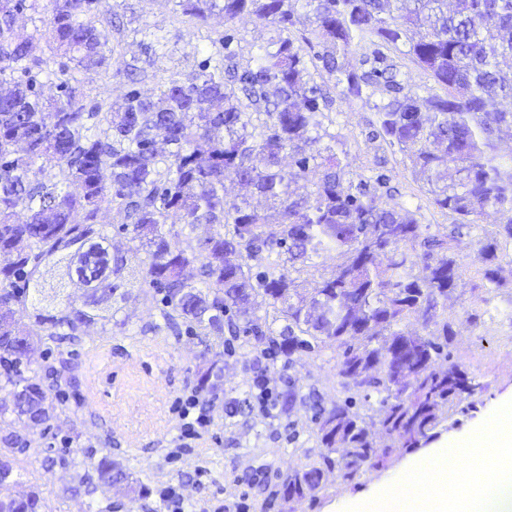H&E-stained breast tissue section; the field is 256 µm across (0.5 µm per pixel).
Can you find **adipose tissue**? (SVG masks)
I'll return each instance as SVG.
<instances>
[{"label":"adipose tissue","mask_w":512,"mask_h":512,"mask_svg":"<svg viewBox=\"0 0 512 512\" xmlns=\"http://www.w3.org/2000/svg\"><path fill=\"white\" fill-rule=\"evenodd\" d=\"M467 456L481 457L482 471L439 466L428 469L418 460L413 472L425 473L424 495L395 499L388 490L370 493L368 500L378 512H463V505L475 502L474 512H512V424L482 437H470Z\"/></svg>","instance_id":"obj_1"}]
</instances>
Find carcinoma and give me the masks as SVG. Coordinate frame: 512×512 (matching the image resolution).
Returning <instances> with one entry per match:
<instances>
[{
	"label": "carcinoma",
	"mask_w": 512,
	"mask_h": 512,
	"mask_svg": "<svg viewBox=\"0 0 512 512\" xmlns=\"http://www.w3.org/2000/svg\"><path fill=\"white\" fill-rule=\"evenodd\" d=\"M195 28L215 13L275 26L277 36L240 62L235 37L199 63L185 82L175 73L158 99L132 88L95 104L74 75L107 71L108 28L120 17L103 0H0V360L15 365L0 382V404L36 425L56 412L29 375L28 350L75 340L91 324L125 327L117 318L134 292L152 290L168 326L201 336H253L286 357L322 346L338 350L337 376L363 400L379 397L376 449L365 419L349 402L315 414L326 452L290 470L281 500L315 499L329 476L353 479L381 467L397 448L429 436L440 408L458 406L479 384L450 361L448 291L462 277L460 245L488 212L495 235L479 248L488 289L499 287L500 240L512 242V163L499 142L512 133V0H173ZM27 14L33 33L21 34ZM300 37L291 36L292 31ZM317 40L314 65L348 101L373 102L372 142L397 148L432 204L451 215L430 232L394 197L387 160L349 170L341 140L325 121L334 99L308 72L304 46ZM44 44L48 56L34 54ZM395 50L434 82L419 96ZM360 67L348 69L352 52ZM55 85L46 97L42 87ZM59 179L40 178L45 166ZM235 181L270 203L274 217ZM117 210L126 250L112 249L99 222ZM204 226L206 233L196 234ZM342 261L315 279L314 258ZM197 269L199 280L187 275ZM33 311L41 331L24 323ZM283 321L279 331L267 311ZM412 320L434 333L400 329ZM196 391L223 377L221 355L207 359ZM91 491L123 485L141 493L119 462L93 466ZM15 461L0 456V512H42L35 491L18 497Z\"/></svg>",
	"instance_id": "cac0c4a2"
}]
</instances>
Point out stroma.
I'll list each match as a JSON object with an SVG mask.
<instances>
[{"mask_svg":"<svg viewBox=\"0 0 512 512\" xmlns=\"http://www.w3.org/2000/svg\"><path fill=\"white\" fill-rule=\"evenodd\" d=\"M106 3L116 6L125 22L124 31L110 38L112 65L105 72L78 74L87 95L98 101H112L126 90L124 74L130 66L144 69L138 89L155 98L162 78L173 72L190 78L203 58L202 47L222 43L225 32L235 34L245 56L252 45L276 34L274 27L247 17L225 24L220 15L199 31L174 12L171 0ZM147 29L167 33L166 57L149 61L143 35ZM372 116L368 103L335 101L331 129L341 137L351 168L362 171L375 157H386L397 190L395 202L418 209L432 231L444 230L450 217L432 205L399 153L365 140L362 131ZM495 229L491 215L472 229L459 253L462 280L448 296V318L455 330L452 362L475 379L478 390L433 430L428 441L397 450L385 466L364 469L353 480L334 478L317 499L293 500L284 512H354L361 494L393 484L418 458L439 448H456L498 424L512 405V245L503 253V285L497 290L484 288L478 259L479 239ZM119 316L124 329L96 324L78 342L36 350L31 369L37 383H45L46 367L60 357L71 358L72 380L61 388L65 411L47 428L30 430L15 417L0 418V439L11 432L27 439L11 449L0 443V453L14 458L22 472L17 493L37 491L46 512H130V504L153 507L171 493L183 498L185 512H283L273 492L289 469L313 463L321 453L313 404L341 402L349 395L336 375L335 348L300 355L288 364L272 347L258 352L235 340L169 329L148 299L123 304ZM219 352L224 355V379L207 395L210 423L190 447H174L183 424L181 407L195 393L204 356ZM259 375L266 376L271 393L265 412L253 386ZM290 382L300 401L284 415L276 397ZM106 453L145 487V497L134 499L122 486L92 496L78 490V473Z\"/></svg>","mask_w":512,"mask_h":512,"instance_id":"stroma-1","label":"stroma"}]
</instances>
